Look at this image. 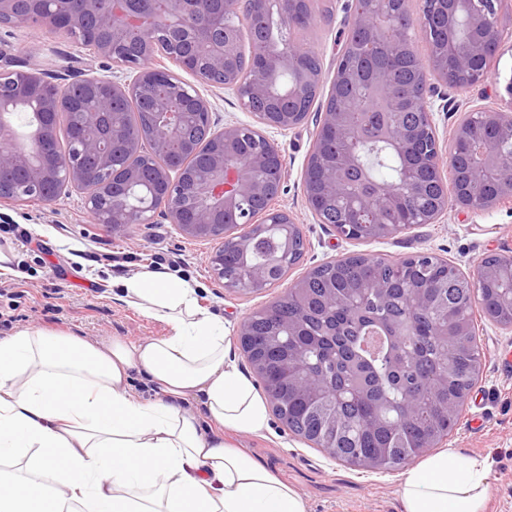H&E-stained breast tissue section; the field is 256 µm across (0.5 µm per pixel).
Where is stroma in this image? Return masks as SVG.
I'll return each instance as SVG.
<instances>
[{"label": "stroma", "mask_w": 512, "mask_h": 512, "mask_svg": "<svg viewBox=\"0 0 512 512\" xmlns=\"http://www.w3.org/2000/svg\"><path fill=\"white\" fill-rule=\"evenodd\" d=\"M353 2L321 0L331 11L330 17H315L316 47L325 79L333 77L341 50L338 35ZM504 23L510 36L492 63L494 79L486 87L452 91L451 97L461 109L494 105L506 98V87L512 82V7L507 9ZM21 44L26 53H17ZM25 64L51 76L77 68L91 75L104 70L103 60L82 55L66 36L25 27L0 31V68ZM316 130L312 114L294 129L265 130L281 149L286 175L277 204L293 216L306 242L301 261L275 285L257 293L227 292L211 276L214 242L185 237L161 217L151 224L134 225L129 236L112 234L93 221L82 194L74 192L49 205L9 206L10 223H0V246L12 249L15 255L9 269H0V289L12 291L11 296H0V311L12 313L11 323L0 325V338L27 327L71 333L100 344L165 335L166 326L125 303L120 288L124 279L146 271L150 256L157 258L159 272L193 284L200 306L222 318L233 334L246 316L282 296L313 267L333 259L356 253L398 259L427 251L469 276L488 254L512 255V203L476 213L452 208L438 223L422 224L383 240L339 238L330 225L319 223L304 197L302 173ZM16 224L31 233V244L17 241L12 230ZM474 320L483 352L481 372L457 430L440 449L489 457L487 512H512V367L507 364L512 356V329L489 322L479 310ZM237 443L295 487L306 500L308 512H402L400 471L373 472L341 465L322 449L309 446L277 418H270L262 435L241 436Z\"/></svg>", "instance_id": "obj_1"}]
</instances>
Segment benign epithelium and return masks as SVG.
<instances>
[{"mask_svg":"<svg viewBox=\"0 0 512 512\" xmlns=\"http://www.w3.org/2000/svg\"><path fill=\"white\" fill-rule=\"evenodd\" d=\"M55 2L0 0V28L20 24L34 31L67 30L87 55L122 60L118 69L123 77L83 74L61 84L38 68L0 69V171L17 175L12 183H0V204L48 205L81 191L90 216L120 235L129 234L135 224L154 222L160 212L181 234L218 242L210 269L225 290H264L268 265L246 268L245 282L226 279L224 250L234 248L246 256L269 246L287 249L302 235L288 211L273 205L284 180L281 150L263 133L257 137L260 146L248 149L249 124L217 127L210 101L195 86L173 78L158 57L203 85L234 92L254 116L269 109L266 124L290 130L305 121L302 106H312L319 96L323 66L306 67L302 51L291 42L270 48L264 26L273 18L286 31L309 25L315 21L310 0H169L168 11L134 45L124 29L149 0H124L121 10H103L101 0H74L66 14L56 10ZM502 5L503 0H424L414 17L405 0H367L346 16L350 31H398L393 57L407 53L416 40L438 44L420 61L418 76L405 83L395 80L391 62L358 69L343 55L336 57L332 85L362 83L386 102L391 144L402 162V189L352 192L358 155L350 149L330 162L321 137L315 136L303 178L318 167L327 173L306 194L307 204L324 224L328 208L340 213L334 225L338 236L380 240L434 224L453 206L478 212L512 202V80L506 102L464 113L446 141L434 113L454 107L429 83L431 74L455 89L488 82L491 61L507 35ZM277 76L290 78L281 93L274 91ZM131 96L152 119L148 136L132 131L140 113L111 108ZM19 111L31 116L21 135L14 128ZM65 115L85 130L59 150ZM317 131L354 143L364 139V128L353 126L350 110L329 105L320 113ZM173 144L190 158L204 152V165L162 160L164 148ZM445 167L453 174L450 187L442 177ZM256 199L265 200V206L255 208ZM313 278L308 272L286 294L305 297ZM460 287L474 297L485 288L499 289L511 313L512 258L498 254L491 265L480 262ZM306 398L336 408L334 390H311ZM269 400L287 412L288 391L275 382L269 383Z\"/></svg>","mask_w":512,"mask_h":512,"instance_id":"7a95c632","label":"benign epithelium"}]
</instances>
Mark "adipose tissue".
Masks as SVG:
<instances>
[{
	"label": "adipose tissue",
	"mask_w": 512,
	"mask_h": 512,
	"mask_svg": "<svg viewBox=\"0 0 512 512\" xmlns=\"http://www.w3.org/2000/svg\"><path fill=\"white\" fill-rule=\"evenodd\" d=\"M128 303L165 335L95 345L24 329L0 338V512H307L302 495L225 432L269 423L264 396L226 360L223 321L189 282L146 272ZM161 396L128 391L131 371ZM201 399L205 431L185 400ZM489 464L443 452L407 467L403 512H486Z\"/></svg>",
	"instance_id": "adipose-tissue-1"
}]
</instances>
